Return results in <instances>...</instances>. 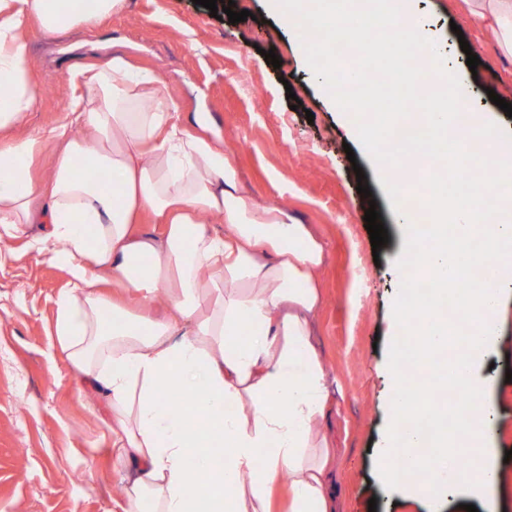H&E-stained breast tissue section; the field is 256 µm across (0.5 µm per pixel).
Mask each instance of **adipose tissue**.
<instances>
[{
    "label": "adipose tissue",
    "mask_w": 512,
    "mask_h": 512,
    "mask_svg": "<svg viewBox=\"0 0 512 512\" xmlns=\"http://www.w3.org/2000/svg\"><path fill=\"white\" fill-rule=\"evenodd\" d=\"M512 55V0H464ZM127 0H0V240L28 237L63 264L55 334L107 403L115 463L129 470L118 512H336L322 430L327 375L313 343L325 247L287 211L258 208L221 144L185 130L155 77L124 57L71 71L61 122L18 129L38 91L29 24L91 27ZM56 149L46 187L35 159ZM161 234L137 233L143 213ZM223 231L209 230L215 216ZM205 415L194 434L185 412ZM268 449L256 466L258 449Z\"/></svg>",
    "instance_id": "obj_1"
}]
</instances>
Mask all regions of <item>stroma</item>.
I'll list each match as a JSON object with an SVG mask.
<instances>
[{
    "label": "stroma",
    "instance_id": "obj_1",
    "mask_svg": "<svg viewBox=\"0 0 512 512\" xmlns=\"http://www.w3.org/2000/svg\"><path fill=\"white\" fill-rule=\"evenodd\" d=\"M448 59L466 70L477 54L476 111L498 113L487 92L512 104V56L494 32L474 25L459 0H419ZM251 19L229 23L192 0H127L123 12L89 29L58 33L28 25V71L36 86L66 80L92 54H118L158 78L193 133L222 143L243 193L287 208L323 241V302L317 343L333 395L325 426L339 450V512H428L383 489L377 452L392 389L385 371L392 340L393 257L401 240L375 167L350 142L329 94L307 73L299 38L283 32L265 0H235ZM469 51H462L461 42ZM274 50L280 67L266 62ZM300 108H293V100ZM364 173L372 196L356 190ZM376 207L389 241L373 250L365 227ZM65 266L0 241V512H109L123 485L112 462V420L82 384L54 334L56 300L69 286ZM498 442L507 480L478 512H512V382L493 373ZM376 507H369V500Z\"/></svg>",
    "mask_w": 512,
    "mask_h": 512
}]
</instances>
